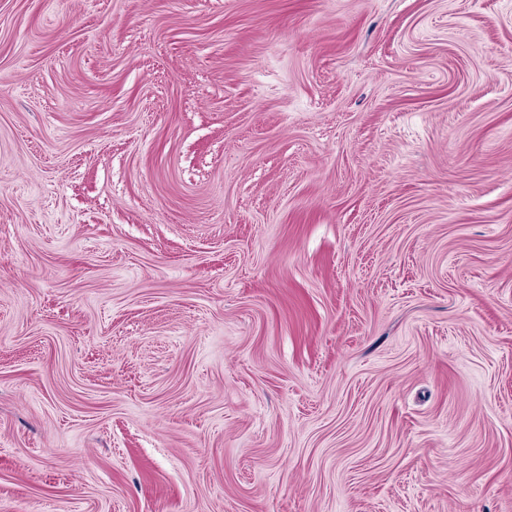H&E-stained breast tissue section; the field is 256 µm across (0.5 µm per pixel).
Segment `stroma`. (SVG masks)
Wrapping results in <instances>:
<instances>
[{"label":"stroma","mask_w":512,"mask_h":512,"mask_svg":"<svg viewBox=\"0 0 512 512\" xmlns=\"http://www.w3.org/2000/svg\"><path fill=\"white\" fill-rule=\"evenodd\" d=\"M0 512H512V0H0Z\"/></svg>","instance_id":"obj_1"}]
</instances>
